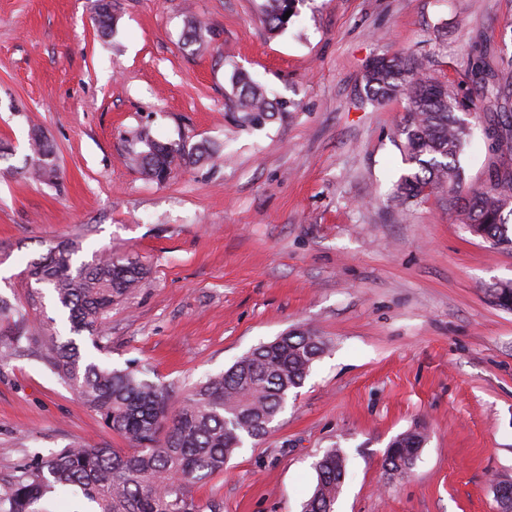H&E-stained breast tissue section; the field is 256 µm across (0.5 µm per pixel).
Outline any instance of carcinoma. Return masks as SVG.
I'll use <instances>...</instances> for the list:
<instances>
[{"mask_svg":"<svg viewBox=\"0 0 512 512\" xmlns=\"http://www.w3.org/2000/svg\"><path fill=\"white\" fill-rule=\"evenodd\" d=\"M299 3L266 0L269 29H286L283 15H297ZM93 20L102 33L113 31L112 0H94ZM428 64L412 53L377 54L361 77L372 101L404 96L405 116L396 136L412 170L397 182L394 199L412 206L441 190L448 215L462 218L473 235L493 245H509L512 164L502 161L500 153L512 147V71L495 73L482 65L472 72L476 95L495 106L497 120L484 129L489 152L484 184L466 192L459 156L471 140L472 128L460 113L477 110L476 95L435 78ZM231 82L240 125L262 127L276 113L288 111V102L269 100L245 73H234ZM30 140L32 155L25 173L46 182L56 180L53 145L36 129ZM136 143L143 148L132 149L133 161L157 182L165 181L179 162L198 163L217 153L206 142L188 149L180 142L156 141L145 132ZM78 252L76 241L62 240L30 262L28 303L35 307L43 291L51 292L67 313L71 332L88 333L100 350L112 304L138 287L149 269L132 255L99 253L79 262ZM488 292L499 299V307L512 310V281L496 283ZM9 341H24L39 350L51 372L74 388L113 432L133 443V451L83 443L38 453L0 488V512H53L55 497L66 492L84 498V512H204L191 488L223 472L246 441L268 433L290 392L302 387L326 348V341L314 332L294 329L252 349L174 405L167 387L145 378V371L113 369L82 356L75 340L60 339L52 320L34 324L25 314L14 321ZM424 441L416 430L394 438L385 453V472L391 477L408 475ZM313 467L316 484L302 512H335L346 477L345 456L330 448Z\"/></svg>","mask_w":512,"mask_h":512,"instance_id":"carcinoma-1","label":"carcinoma"}]
</instances>
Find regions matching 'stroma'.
I'll use <instances>...</instances> for the list:
<instances>
[{
  "instance_id": "35a3bbf8",
  "label": "stroma",
  "mask_w": 512,
  "mask_h": 512,
  "mask_svg": "<svg viewBox=\"0 0 512 512\" xmlns=\"http://www.w3.org/2000/svg\"><path fill=\"white\" fill-rule=\"evenodd\" d=\"M262 0H0V296L27 310L26 270L49 245L79 260L131 253L150 268L112 307L108 346L180 400L197 383L289 330L329 346L271 431L192 488L217 512H301L330 448L347 459L335 512H497L512 480V311L488 288L512 280V248L449 220L434 193L393 201L407 173L401 99L360 101L364 65L384 51L429 57L469 88L473 60H512V0H304L270 34ZM201 42L184 44L186 17ZM285 100L259 129L235 124L232 71ZM485 117L469 118L467 185H483ZM53 143L56 186L29 179V133ZM214 143L217 158L163 183L127 161L131 137ZM0 361V483L37 451L126 442L36 349ZM426 440L412 473L386 474L389 442Z\"/></svg>"
}]
</instances>
